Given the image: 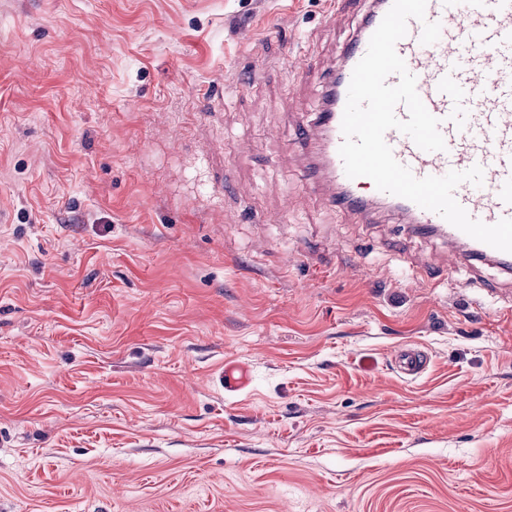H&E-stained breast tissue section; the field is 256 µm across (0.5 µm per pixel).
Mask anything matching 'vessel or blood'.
<instances>
[{"label":"vessel or blood","instance_id":"1","mask_svg":"<svg viewBox=\"0 0 512 512\" xmlns=\"http://www.w3.org/2000/svg\"><path fill=\"white\" fill-rule=\"evenodd\" d=\"M392 3L373 0L359 34L342 52L338 74L326 78L325 107L312 126L299 131L301 139L317 141L320 146L308 180L324 189L328 204L344 207L357 218H366L371 203L388 204L408 217L411 231L448 236L453 258L492 261L511 272L512 253L472 238L410 200L379 191L369 178L352 179L345 173L339 148L352 72ZM426 20L440 23L439 40L422 44L423 21L412 19L396 51L415 75L426 108L439 119L446 148L423 151L395 129L386 132L385 141L396 160L418 178L480 166L482 185L459 184L455 199L471 218L485 224L512 218V0H427ZM395 363L401 375L413 378L424 371L426 357L421 349L406 347L397 350ZM217 382L228 390L240 389L246 382V369L226 366Z\"/></svg>","mask_w":512,"mask_h":512}]
</instances>
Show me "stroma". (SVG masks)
<instances>
[{"instance_id":"obj_1","label":"stroma","mask_w":512,"mask_h":512,"mask_svg":"<svg viewBox=\"0 0 512 512\" xmlns=\"http://www.w3.org/2000/svg\"><path fill=\"white\" fill-rule=\"evenodd\" d=\"M329 10L0 0V512H512V274L305 183ZM395 363L401 375L406 378H414L424 371L426 357L421 349L406 347L397 350ZM216 380L222 388L239 390L246 383V368L242 365H227L220 370Z\"/></svg>"}]
</instances>
